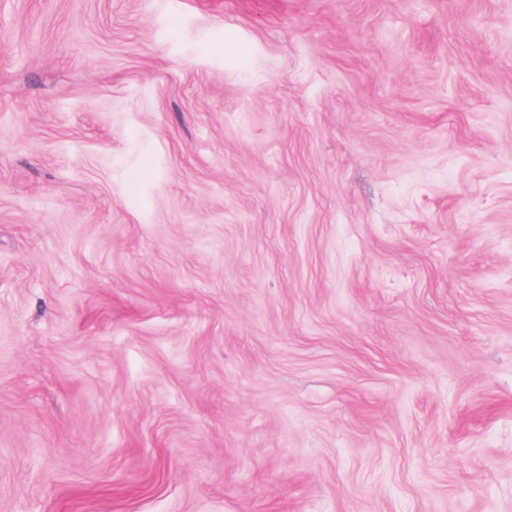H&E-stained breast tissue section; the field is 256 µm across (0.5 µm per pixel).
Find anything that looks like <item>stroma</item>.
<instances>
[{
  "mask_svg": "<svg viewBox=\"0 0 512 512\" xmlns=\"http://www.w3.org/2000/svg\"><path fill=\"white\" fill-rule=\"evenodd\" d=\"M0 512H512V0H0Z\"/></svg>",
  "mask_w": 512,
  "mask_h": 512,
  "instance_id": "obj_1",
  "label": "stroma"
}]
</instances>
